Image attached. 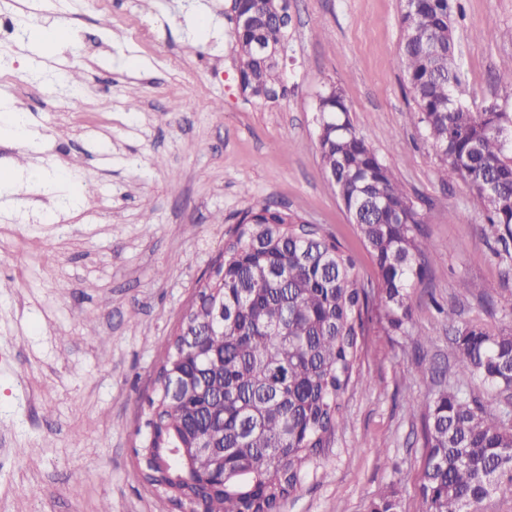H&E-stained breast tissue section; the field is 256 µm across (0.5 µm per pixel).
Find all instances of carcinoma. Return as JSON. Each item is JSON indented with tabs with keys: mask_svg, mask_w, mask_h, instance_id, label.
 Listing matches in <instances>:
<instances>
[{
	"mask_svg": "<svg viewBox=\"0 0 512 512\" xmlns=\"http://www.w3.org/2000/svg\"><path fill=\"white\" fill-rule=\"evenodd\" d=\"M239 8L255 18L236 40L243 90L285 97L275 52L284 41L277 10L288 3L243 0ZM457 8L458 0H401L399 64L441 181L459 179L472 191L512 262V141L502 136L512 113L475 112L458 96ZM258 43L272 55L258 54ZM318 112L320 161L377 270L384 319L421 349L429 339L410 326V290L425 273L429 216L356 130L341 90L321 95ZM216 265L198 294L224 301V328L208 329L209 312L195 306L170 342L148 398L151 465L134 477L162 489L157 512H278L346 423L349 387L371 388L360 372L369 291L335 236L269 205L243 214ZM452 355L456 373L478 380L490 398L443 388L422 404L420 494L424 512H482L487 500L512 493V323L495 332L457 328ZM174 369L204 383L201 399L170 395L165 373ZM213 438L224 443V481L170 463L171 450L190 454ZM369 512H400L395 486Z\"/></svg>",
	"mask_w": 512,
	"mask_h": 512,
	"instance_id": "cac0c4a2",
	"label": "carcinoma"
}]
</instances>
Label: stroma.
Wrapping results in <instances>:
<instances>
[{
  "instance_id": "1",
  "label": "stroma",
  "mask_w": 512,
  "mask_h": 512,
  "mask_svg": "<svg viewBox=\"0 0 512 512\" xmlns=\"http://www.w3.org/2000/svg\"><path fill=\"white\" fill-rule=\"evenodd\" d=\"M231 3L0 0V109L26 113L34 133L0 141V167L26 157L0 193V512H155V488L134 477L145 399L197 281L242 213L265 204L321 225L372 284L361 338L372 388L349 389L344 427L279 512H368L391 485L401 512H422L420 402L440 376L484 393L454 376L453 323L435 306L497 329L503 315L473 289L510 293L512 277L466 185L438 178L398 62L400 0H288V95L275 102L241 90ZM462 5L461 98L512 113L501 69L512 0ZM41 25L75 34L48 62L21 35ZM71 68L83 75L76 101L59 78ZM332 86L430 214L427 272L411 290L412 324L431 339L421 364L386 324L375 268L326 183L315 117Z\"/></svg>"
}]
</instances>
